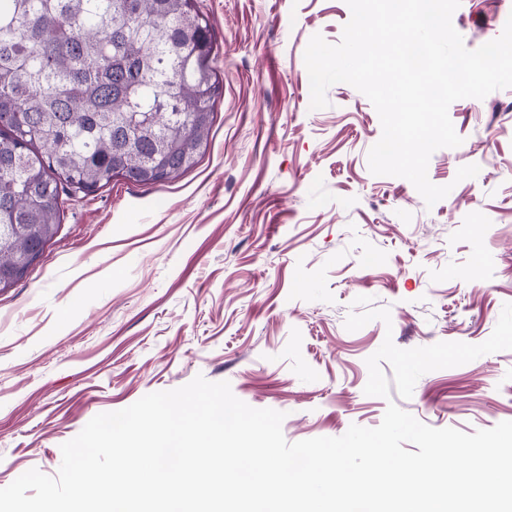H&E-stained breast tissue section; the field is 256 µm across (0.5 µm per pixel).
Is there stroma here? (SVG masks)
Returning a JSON list of instances; mask_svg holds the SVG:
<instances>
[{
	"instance_id": "35a3bbf8",
	"label": "stroma",
	"mask_w": 512,
	"mask_h": 512,
	"mask_svg": "<svg viewBox=\"0 0 512 512\" xmlns=\"http://www.w3.org/2000/svg\"><path fill=\"white\" fill-rule=\"evenodd\" d=\"M197 3L224 85L199 164L65 196L0 290V488L56 475L94 416L198 375L284 412L290 442L377 427L391 403L469 434L512 421V87L450 105L463 142L431 155L451 191L429 207L370 172L382 127L362 93L310 107L304 52L340 41L345 0ZM511 16L461 0L452 23L473 50Z\"/></svg>"
}]
</instances>
